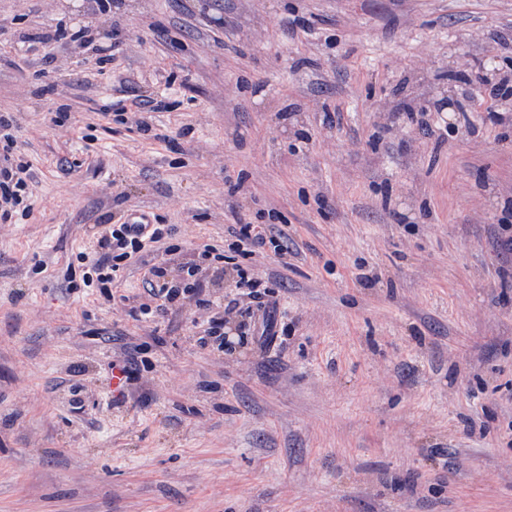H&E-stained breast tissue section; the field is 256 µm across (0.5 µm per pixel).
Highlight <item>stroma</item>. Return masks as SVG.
<instances>
[{"label":"stroma","instance_id":"obj_1","mask_svg":"<svg viewBox=\"0 0 512 512\" xmlns=\"http://www.w3.org/2000/svg\"><path fill=\"white\" fill-rule=\"evenodd\" d=\"M85 26L110 63L30 40ZM1 41L32 197L0 224V512H512V118L477 75L512 82V0H0ZM143 90L175 145L101 115ZM141 212L186 258L275 223L273 312L225 269L203 346L194 302L139 319L138 261L85 287Z\"/></svg>","mask_w":512,"mask_h":512}]
</instances>
